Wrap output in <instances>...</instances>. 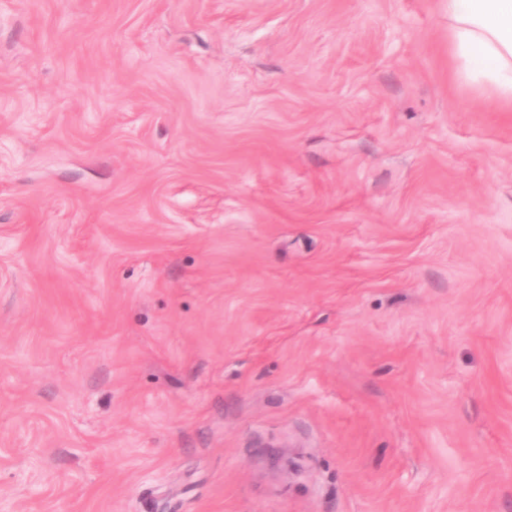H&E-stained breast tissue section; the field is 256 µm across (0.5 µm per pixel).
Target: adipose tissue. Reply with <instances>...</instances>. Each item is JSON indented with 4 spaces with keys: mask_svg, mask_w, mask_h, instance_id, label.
<instances>
[{
    "mask_svg": "<svg viewBox=\"0 0 512 512\" xmlns=\"http://www.w3.org/2000/svg\"><path fill=\"white\" fill-rule=\"evenodd\" d=\"M448 53L479 94L512 112V0H448Z\"/></svg>",
    "mask_w": 512,
    "mask_h": 512,
    "instance_id": "obj_1",
    "label": "adipose tissue"
}]
</instances>
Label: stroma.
<instances>
[{
	"instance_id": "stroma-1",
	"label": "stroma",
	"mask_w": 512,
	"mask_h": 512,
	"mask_svg": "<svg viewBox=\"0 0 512 512\" xmlns=\"http://www.w3.org/2000/svg\"><path fill=\"white\" fill-rule=\"evenodd\" d=\"M0 512H512L447 0H0Z\"/></svg>"
}]
</instances>
